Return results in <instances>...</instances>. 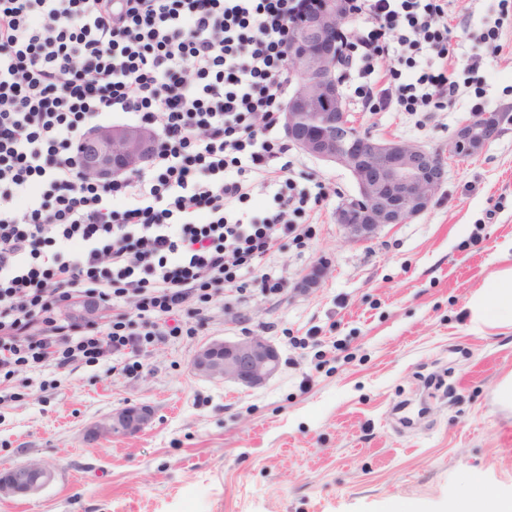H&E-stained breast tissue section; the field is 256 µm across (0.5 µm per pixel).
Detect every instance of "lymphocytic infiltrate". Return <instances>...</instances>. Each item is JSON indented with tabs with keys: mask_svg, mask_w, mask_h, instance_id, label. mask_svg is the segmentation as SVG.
Here are the masks:
<instances>
[{
	"mask_svg": "<svg viewBox=\"0 0 512 512\" xmlns=\"http://www.w3.org/2000/svg\"><path fill=\"white\" fill-rule=\"evenodd\" d=\"M305 0H0V379L140 355L209 321L214 295L259 283L311 234L277 130L291 25ZM345 39L372 111L457 97L448 0H353ZM393 66L376 75L375 63ZM119 112L158 128L149 170L108 183L74 148ZM273 191L254 211L253 181ZM80 301L101 321L61 320Z\"/></svg>",
	"mask_w": 512,
	"mask_h": 512,
	"instance_id": "obj_1",
	"label": "lymphocytic infiltrate"
}]
</instances>
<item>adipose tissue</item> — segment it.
<instances>
[{
	"label": "adipose tissue",
	"mask_w": 512,
	"mask_h": 512,
	"mask_svg": "<svg viewBox=\"0 0 512 512\" xmlns=\"http://www.w3.org/2000/svg\"><path fill=\"white\" fill-rule=\"evenodd\" d=\"M474 328L512 326V266L495 271L467 300Z\"/></svg>",
	"instance_id": "1"
}]
</instances>
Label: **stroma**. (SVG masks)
Here are the masks:
<instances>
[{"mask_svg":"<svg viewBox=\"0 0 512 512\" xmlns=\"http://www.w3.org/2000/svg\"><path fill=\"white\" fill-rule=\"evenodd\" d=\"M498 0H450L454 77L479 54L482 96L466 90L434 112L360 110L375 136L447 153L429 210L377 238L349 240L334 221L355 184L343 168L292 149L308 190L325 185L303 246L270 256L280 295L225 291L191 336L150 346L138 375L107 365L43 366L0 384V468L52 466L40 493L0 499V512H449L486 491L512 490V408L495 401L512 373V327L479 332L466 302L504 265L512 242V122L481 153L449 155L469 109L512 113V12L499 52L482 44ZM317 288L296 283L321 259ZM253 331L280 349V372L245 389L197 376L198 346ZM128 404L154 418L127 436L92 427Z\"/></svg>","mask_w":512,"mask_h":512,"instance_id":"stroma-1","label":"stroma"}]
</instances>
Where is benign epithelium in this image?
<instances>
[{"mask_svg": "<svg viewBox=\"0 0 512 512\" xmlns=\"http://www.w3.org/2000/svg\"><path fill=\"white\" fill-rule=\"evenodd\" d=\"M351 0H318L296 19L288 46L292 74L282 112L284 131L298 151L336 164L351 175L356 194L336 208V223L347 237L368 242L390 224H408L432 205L447 173V158L437 150L362 132L350 119L335 77L340 35L351 16ZM504 112H479L458 127L451 152L467 158L485 150L502 132ZM154 131L113 125L89 131L76 161L99 181H110L150 162L157 151ZM326 261L298 283L302 290L321 281ZM280 352L266 337L246 332L235 340H213L198 347L193 371L246 388L264 386L279 370ZM152 420L147 405L129 404L92 428L99 435L135 434ZM38 461L0 470V497L30 495L52 480Z\"/></svg>", "mask_w": 512, "mask_h": 512, "instance_id": "benign-epithelium-1", "label": "benign epithelium"}]
</instances>
